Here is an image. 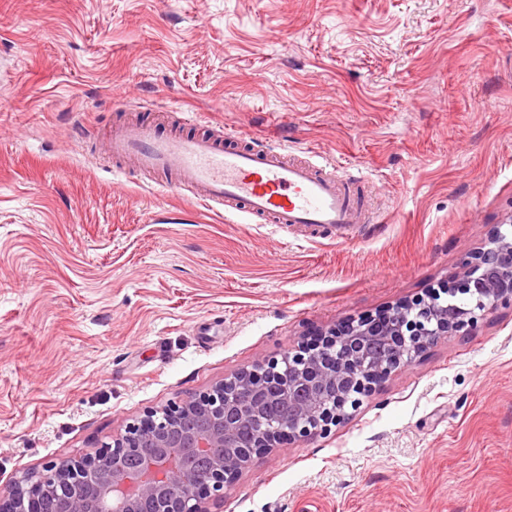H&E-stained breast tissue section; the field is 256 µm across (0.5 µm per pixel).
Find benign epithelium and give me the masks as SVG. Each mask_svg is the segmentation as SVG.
Here are the masks:
<instances>
[{
	"instance_id": "1",
	"label": "benign epithelium",
	"mask_w": 512,
	"mask_h": 512,
	"mask_svg": "<svg viewBox=\"0 0 512 512\" xmlns=\"http://www.w3.org/2000/svg\"><path fill=\"white\" fill-rule=\"evenodd\" d=\"M462 268L446 298L433 293L349 321L280 361L146 413L93 455L47 462L0 493V512H45L59 489L67 512H209L254 455L328 432L347 404L437 338L468 336L486 315L512 309V224L496 227Z\"/></svg>"
}]
</instances>
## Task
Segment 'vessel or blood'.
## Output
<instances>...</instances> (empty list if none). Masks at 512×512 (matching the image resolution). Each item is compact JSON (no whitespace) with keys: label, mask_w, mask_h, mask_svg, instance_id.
<instances>
[{"label":"vessel or blood","mask_w":512,"mask_h":512,"mask_svg":"<svg viewBox=\"0 0 512 512\" xmlns=\"http://www.w3.org/2000/svg\"><path fill=\"white\" fill-rule=\"evenodd\" d=\"M105 147L141 173L166 175L164 189L256 224L317 226L342 236L362 221L350 190L358 176L287 161L276 150L242 146L221 133L164 134L141 123L110 130Z\"/></svg>","instance_id":"b4317fda"}]
</instances>
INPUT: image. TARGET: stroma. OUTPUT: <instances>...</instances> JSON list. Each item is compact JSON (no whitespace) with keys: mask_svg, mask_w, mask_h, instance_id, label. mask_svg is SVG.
Returning a JSON list of instances; mask_svg holds the SVG:
<instances>
[{"mask_svg":"<svg viewBox=\"0 0 512 512\" xmlns=\"http://www.w3.org/2000/svg\"><path fill=\"white\" fill-rule=\"evenodd\" d=\"M170 109L361 171L346 239L115 173ZM512 222V0H0V490L451 285ZM210 512H512V310L443 336Z\"/></svg>","mask_w":512,"mask_h":512,"instance_id":"35a3bbf8","label":"stroma"}]
</instances>
